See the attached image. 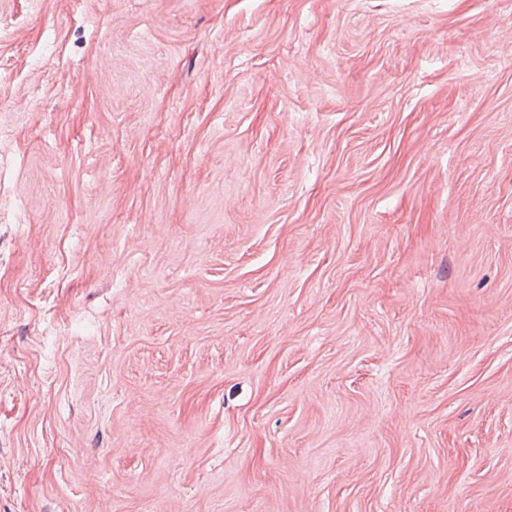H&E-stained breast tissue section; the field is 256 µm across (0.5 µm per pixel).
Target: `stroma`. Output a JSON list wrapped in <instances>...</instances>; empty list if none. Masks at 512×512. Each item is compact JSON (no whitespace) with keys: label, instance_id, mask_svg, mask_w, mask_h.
Listing matches in <instances>:
<instances>
[{"label":"stroma","instance_id":"1","mask_svg":"<svg viewBox=\"0 0 512 512\" xmlns=\"http://www.w3.org/2000/svg\"><path fill=\"white\" fill-rule=\"evenodd\" d=\"M0 512H512V0H0Z\"/></svg>","mask_w":512,"mask_h":512}]
</instances>
